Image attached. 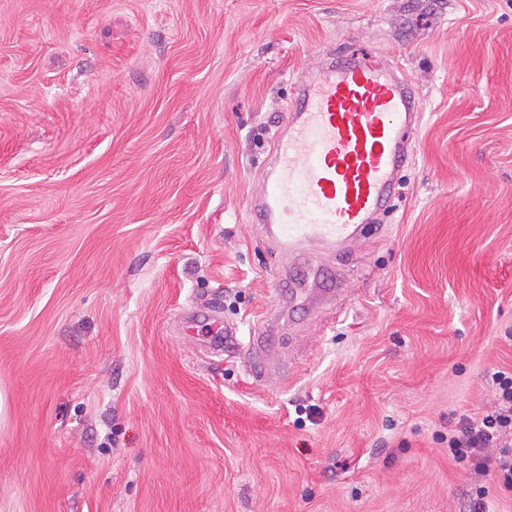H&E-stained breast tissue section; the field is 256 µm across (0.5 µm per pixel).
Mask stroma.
<instances>
[{
  "label": "stroma",
  "mask_w": 512,
  "mask_h": 512,
  "mask_svg": "<svg viewBox=\"0 0 512 512\" xmlns=\"http://www.w3.org/2000/svg\"><path fill=\"white\" fill-rule=\"evenodd\" d=\"M338 50L399 63L413 153L258 377L250 200ZM511 369L512 0H0V512H464L443 437ZM196 317L210 322V325L213 327L211 345L216 350H223L224 336H233L234 331L224 326L223 321L209 311L199 310L196 312Z\"/></svg>",
  "instance_id": "stroma-1"
}]
</instances>
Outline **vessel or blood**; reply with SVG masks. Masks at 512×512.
Segmentation results:
<instances>
[{
	"label": "vessel or blood",
	"instance_id": "obj_1",
	"mask_svg": "<svg viewBox=\"0 0 512 512\" xmlns=\"http://www.w3.org/2000/svg\"><path fill=\"white\" fill-rule=\"evenodd\" d=\"M419 110L409 81L378 59L344 54L300 80L251 206L282 254L352 239L391 209Z\"/></svg>",
	"mask_w": 512,
	"mask_h": 512
}]
</instances>
